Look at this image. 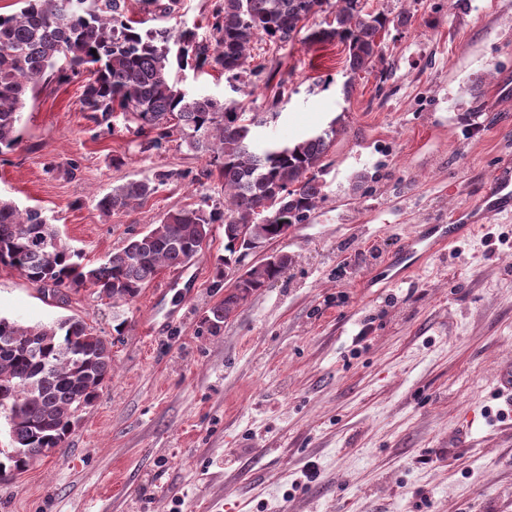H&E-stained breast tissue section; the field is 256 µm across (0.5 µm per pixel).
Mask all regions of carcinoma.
Listing matches in <instances>:
<instances>
[{
  "mask_svg": "<svg viewBox=\"0 0 512 512\" xmlns=\"http://www.w3.org/2000/svg\"><path fill=\"white\" fill-rule=\"evenodd\" d=\"M11 15L0 14V153L18 142L25 97L35 93L54 71L76 77L88 71L83 108L104 116L119 112L150 135L159 149L181 132L190 150L210 159L224 182V204L211 209L167 212L157 224L128 239L101 264L82 256L59 237L37 208L19 209L0 199V265L20 272L58 302L69 292L91 288L115 303L137 297L163 268H180L198 258L214 224L224 225V273L238 269L258 244L276 241L282 226L302 224L324 199V160L344 127L328 129L302 141L280 145L260 138L259 129L278 116L281 92L266 112L228 107L210 96L191 94L171 77V64L200 69L216 64L229 81L256 85L264 66H250L254 44L279 51L296 41L339 40L347 49L351 73L368 72L382 60L381 33L391 24L404 26L405 15L366 10L363 0H222L212 29L216 49L192 30L172 36L166 30H143L125 16V0H21ZM334 5L328 27L300 34L305 22ZM179 45L172 53L170 43ZM65 65H58L59 60ZM131 180L112 187L97 208L105 217L127 211L154 195L171 179ZM286 252L271 265L258 262L247 270L256 294L292 264ZM239 296L224 292L205 322L224 323ZM12 348L0 353V413L5 416L11 447L0 449V477L29 469L49 448H60L74 428L76 413L91 405L112 376V342L76 317L22 325L0 316V337ZM38 339L37 350L28 338ZM35 377L37 386L21 382Z\"/></svg>",
  "mask_w": 512,
  "mask_h": 512,
  "instance_id": "obj_1",
  "label": "carcinoma"
}]
</instances>
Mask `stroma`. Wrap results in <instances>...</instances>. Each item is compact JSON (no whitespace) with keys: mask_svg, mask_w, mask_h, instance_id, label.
I'll return each mask as SVG.
<instances>
[{"mask_svg":"<svg viewBox=\"0 0 512 512\" xmlns=\"http://www.w3.org/2000/svg\"><path fill=\"white\" fill-rule=\"evenodd\" d=\"M218 2L178 0L162 18L127 0V15L205 37ZM366 6L408 18L382 37L386 80L350 75L336 40L262 55L286 81L280 97L232 92L217 65L176 73L188 92L260 111L279 97L269 139L346 126L324 200L268 246L294 263L220 329L204 322L224 297L220 224L198 259L126 303L82 288L64 305L0 266L1 316H76L114 343L96 401L62 447L0 482V512H512V405L498 384L512 366V214L443 252L404 248L512 169V0ZM86 82L54 78L27 97L20 141L0 155L1 199L41 208L98 262L169 211L223 202L222 179L180 136L148 150L121 113L97 123ZM163 171L172 179L143 204L97 209L114 185Z\"/></svg>","mask_w":512,"mask_h":512,"instance_id":"obj_1","label":"stroma"}]
</instances>
